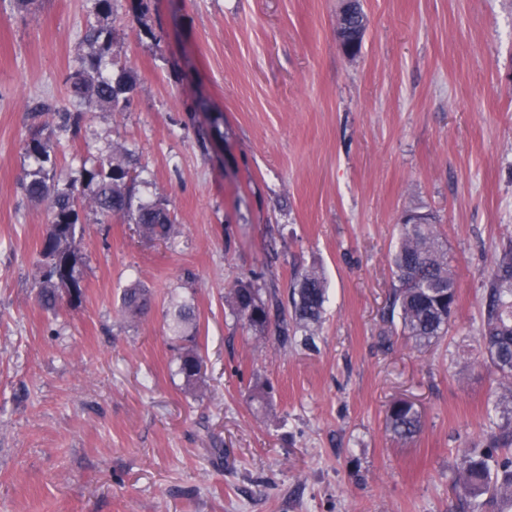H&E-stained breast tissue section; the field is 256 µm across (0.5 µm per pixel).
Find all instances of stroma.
I'll return each mask as SVG.
<instances>
[{"label":"stroma","instance_id":"35a3bbf8","mask_svg":"<svg viewBox=\"0 0 512 512\" xmlns=\"http://www.w3.org/2000/svg\"><path fill=\"white\" fill-rule=\"evenodd\" d=\"M357 56L339 0H0V512H460L454 479L503 415L479 340L487 271L512 238V0H363ZM93 25L128 104L86 113L68 77ZM51 112L33 116L40 103ZM50 139L61 182L117 155L179 231L144 239L81 205L83 296L41 310L51 214L20 189ZM430 214L457 302L416 347L388 315L402 215ZM324 272L315 349L244 333L224 296L252 272L288 293ZM153 297L122 313L124 288ZM194 305L205 384L185 388L173 306ZM270 382L271 401L248 399ZM421 432L386 428L395 400ZM386 425L394 438L411 441L421 431V420L414 406L405 400H396L386 412Z\"/></svg>","mask_w":512,"mask_h":512}]
</instances>
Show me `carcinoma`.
Wrapping results in <instances>:
<instances>
[{
  "label": "carcinoma",
  "mask_w": 512,
  "mask_h": 512,
  "mask_svg": "<svg viewBox=\"0 0 512 512\" xmlns=\"http://www.w3.org/2000/svg\"><path fill=\"white\" fill-rule=\"evenodd\" d=\"M367 16L355 10L343 19L347 42L361 45L358 36L364 35ZM113 36L106 27L92 26L84 36L86 53L79 69L68 77L70 92L84 111H63L59 114L61 126L77 130L84 112L92 108L112 109L127 102L134 92L137 79L126 71L117 79L104 77L103 59L109 54ZM38 168L27 174L21 183L24 195L33 201H50L51 220L48 224L40 255L43 258V276L38 291L41 307L54 310L67 293L72 301H79L82 289L76 274L78 255L75 250L78 207L82 197L72 184L60 185L54 168L52 146L35 134L27 145ZM85 180L95 184L91 204L99 215L109 221L114 217H128L138 224L143 237L150 241H165L174 233V221L166 202L133 205L137 192V177L127 164L111 156L99 157L91 167L84 169ZM424 224H401L400 240L392 254L391 266L396 284L390 298V318H399L401 333L418 347L430 345L448 332L456 302V280L448 258V250L435 230L429 215ZM263 274L239 281L230 289L226 303L241 328L257 338L274 333L281 345L288 344L302 333V345L315 348L314 328L322 322L327 288L322 274L314 269L300 275L289 294L282 296L276 288H263L258 281ZM122 304L131 317L145 315L151 307V295L138 286L124 290ZM484 318L480 340L490 366L504 381L505 394L500 401H512V239L501 245L488 271L483 297ZM172 328L182 341L177 359L179 374L188 389H197L204 383V363L196 338L199 318L195 308L186 303L174 306ZM386 425L394 438L411 441L421 431V420L414 406L405 400H396L386 412ZM512 445V414L504 416L488 437L485 448H469L454 487L469 494L487 496L486 504L500 508L512 505V456L493 457L492 449Z\"/></svg>",
  "instance_id": "cac0c4a2"
}]
</instances>
